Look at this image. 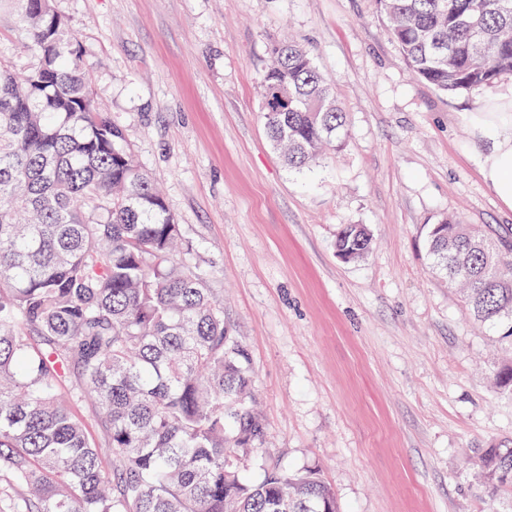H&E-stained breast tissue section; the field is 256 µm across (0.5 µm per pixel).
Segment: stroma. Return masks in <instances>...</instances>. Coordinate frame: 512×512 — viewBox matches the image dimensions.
I'll return each mask as SVG.
<instances>
[{
    "label": "stroma",
    "instance_id": "stroma-1",
    "mask_svg": "<svg viewBox=\"0 0 512 512\" xmlns=\"http://www.w3.org/2000/svg\"><path fill=\"white\" fill-rule=\"evenodd\" d=\"M96 106L121 128L182 232V256L224 301L265 427L247 462L315 471L340 512H512L476 467L512 447V351L470 317L430 256L450 216L512 236L467 123L491 97L412 77L374 0H53ZM312 51L349 141L289 168L266 137L259 81L273 43ZM12 0L0 63L21 69ZM363 224L369 254L336 235ZM371 237L363 224H346L336 237V251L348 252L352 260L364 258L370 251Z\"/></svg>",
    "mask_w": 512,
    "mask_h": 512
}]
</instances>
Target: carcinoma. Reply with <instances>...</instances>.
Wrapping results in <instances>:
<instances>
[{"label": "carcinoma", "instance_id": "carcinoma-1", "mask_svg": "<svg viewBox=\"0 0 512 512\" xmlns=\"http://www.w3.org/2000/svg\"><path fill=\"white\" fill-rule=\"evenodd\" d=\"M19 44L0 65V512H338L312 472L244 475L264 427L249 357L224 307L177 254L180 226L96 110L75 37L52 0H18ZM409 70L445 92L512 75V0H378ZM274 90L288 105L273 108ZM260 111L289 167L310 168L349 137L314 54L272 46ZM430 253L474 319L512 348V240L442 218ZM346 224L336 251L364 258ZM512 395V362L494 373ZM98 408L99 436L78 414ZM477 466L512 495V447Z\"/></svg>", "mask_w": 512, "mask_h": 512}]
</instances>
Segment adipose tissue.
Listing matches in <instances>:
<instances>
[{"label": "adipose tissue", "instance_id": "adipose-tissue-1", "mask_svg": "<svg viewBox=\"0 0 512 512\" xmlns=\"http://www.w3.org/2000/svg\"><path fill=\"white\" fill-rule=\"evenodd\" d=\"M512 87L485 101L472 113V131L481 146L478 162L481 176L498 202L512 209Z\"/></svg>", "mask_w": 512, "mask_h": 512}]
</instances>
